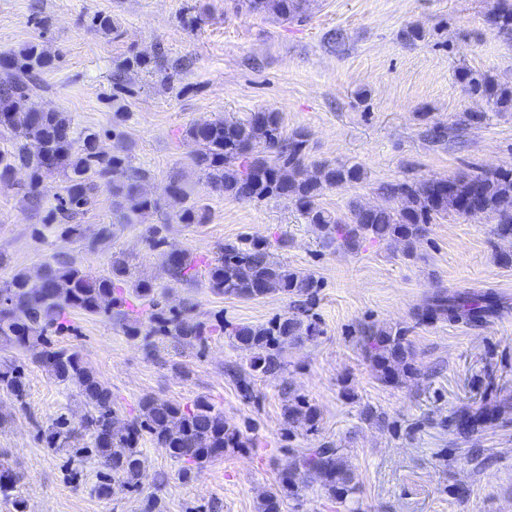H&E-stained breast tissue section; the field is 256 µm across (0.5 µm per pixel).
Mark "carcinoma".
I'll return each instance as SVG.
<instances>
[{
    "mask_svg": "<svg viewBox=\"0 0 512 512\" xmlns=\"http://www.w3.org/2000/svg\"><path fill=\"white\" fill-rule=\"evenodd\" d=\"M303 0H248L250 11L267 12L288 21L301 16ZM498 33L512 37V0H497L488 18ZM54 57L38 43H29L13 53L0 67V136L9 147L0 151V182L10 183L19 169L28 180L18 184V193L33 209L41 208L40 187L47 178L64 183L65 209L60 219L68 220L83 211L100 187H107L125 210L124 218L161 205V198L144 190L146 170L132 165L129 149L120 129V110H115L112 151L100 147L95 132H75L70 118L46 110L34 101L42 86L41 72L52 68ZM182 63L163 53L147 56L134 53L112 69V98L129 91L132 75L154 73L167 90L179 74ZM464 91L496 98V105L512 109V90L501 88L489 76L464 72ZM185 136L197 146L191 164L206 180L211 193L235 199H283L292 202L307 223L320 233L323 244L336 250L355 251L366 241L402 245L406 258L414 257L415 244L428 232V224L450 213L470 217L472 212L493 214V235L512 240V168L460 175L453 179L403 180L382 184L379 192L398 202L395 207H367L355 203L348 213L338 215L322 208L317 199L326 187H343L363 179L357 164L306 161L305 134H288L279 113L254 112L245 121L218 118L191 124ZM163 194L182 205L177 213L183 224H204L208 209L188 202L183 182L173 180ZM271 244L257 239L243 248L226 242L217 257L207 264V282L216 294L255 299L278 295L290 302L291 312L259 325L225 323L224 334L248 358L246 364L230 369L243 398H251L254 380L274 375L284 366L288 344L303 337L311 339L320 330L310 314L320 281L312 274L298 272L272 258ZM162 270L176 284L195 281V261L186 251L171 246L161 252ZM131 271L123 259L112 261L106 274L93 275L81 269L73 258L60 256L55 265L44 268L39 281L31 282L17 273L0 282V349L15 346L32 351L33 361L55 380L73 384L87 408L84 429L91 445L76 446V432L64 416L54 419L42 433L45 446L69 448L73 456H92L101 467L94 493L110 499L139 488L146 458L139 438L146 433L178 464V476L190 479L211 461L224 456L228 448H245L250 427L241 428L224 419L206 397L185 406L178 402L146 397L137 419L118 421L112 406V390L76 350L54 347L51 336L68 329V316L115 313L125 321L130 336H171L187 346H203L208 340L204 324L182 311L165 310L155 299L156 288L149 279L135 282L137 303L125 295L122 283ZM151 308L148 323L135 311L136 305ZM501 297L492 289L481 292L438 290L413 313L416 323L439 320L478 324L499 313ZM409 328L389 326L361 331L360 342L384 383L417 374L408 342ZM0 390L24 403L27 385L24 370L0 360ZM512 414L503 400L494 405L467 407L454 417L456 434L467 437L482 432ZM288 425H303L318 431V410L295 396L285 407ZM317 479L332 497L352 490V474L339 449L324 442L294 454L276 484L260 498L258 512H281V504L299 496ZM19 475L0 463V496L12 503L13 512H28L27 501L13 495Z\"/></svg>",
    "mask_w": 512,
    "mask_h": 512,
    "instance_id": "obj_1",
    "label": "carcinoma"
}]
</instances>
